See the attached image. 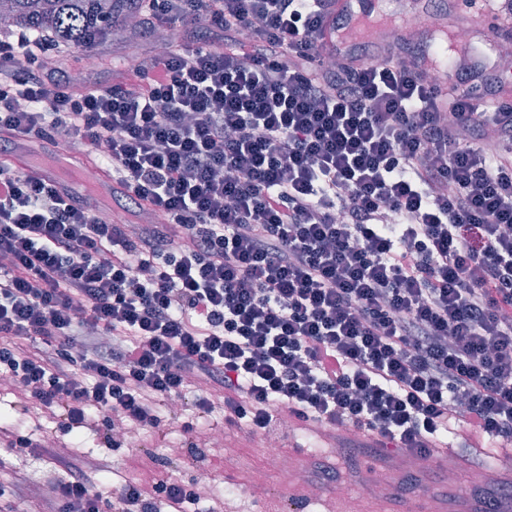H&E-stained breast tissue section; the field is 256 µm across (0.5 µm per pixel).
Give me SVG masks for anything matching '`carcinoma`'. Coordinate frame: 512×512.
<instances>
[{"label": "carcinoma", "mask_w": 512, "mask_h": 512, "mask_svg": "<svg viewBox=\"0 0 512 512\" xmlns=\"http://www.w3.org/2000/svg\"><path fill=\"white\" fill-rule=\"evenodd\" d=\"M1 10L6 15L0 31L49 33L66 48L81 45L86 29L131 13L130 0H0Z\"/></svg>", "instance_id": "obj_1"}]
</instances>
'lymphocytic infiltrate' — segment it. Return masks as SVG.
<instances>
[{
  "instance_id": "1",
  "label": "lymphocytic infiltrate",
  "mask_w": 512,
  "mask_h": 512,
  "mask_svg": "<svg viewBox=\"0 0 512 512\" xmlns=\"http://www.w3.org/2000/svg\"><path fill=\"white\" fill-rule=\"evenodd\" d=\"M333 0H134L183 32L108 86L0 34V152L86 153L112 207L0 162V372L63 433L152 429L186 401L428 454L452 425L512 442V70L444 89L405 38L326 42ZM464 411H457V404ZM43 512H188L194 487L61 461Z\"/></svg>"
}]
</instances>
